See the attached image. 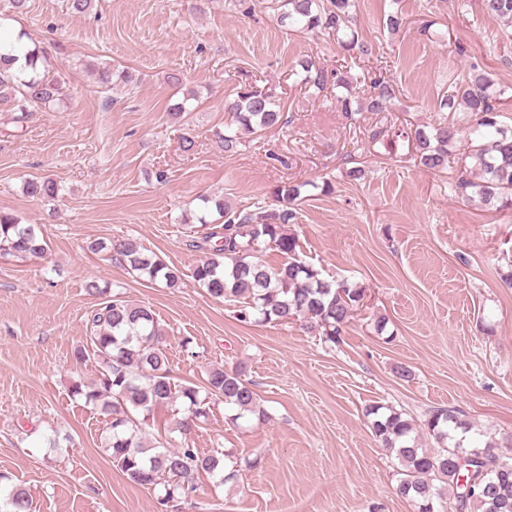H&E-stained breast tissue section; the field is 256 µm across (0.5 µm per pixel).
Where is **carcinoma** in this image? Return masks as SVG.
Returning <instances> with one entry per match:
<instances>
[{"label": "carcinoma", "instance_id": "carcinoma-1", "mask_svg": "<svg viewBox=\"0 0 512 512\" xmlns=\"http://www.w3.org/2000/svg\"><path fill=\"white\" fill-rule=\"evenodd\" d=\"M280 22L292 32L342 35L338 43L344 58L355 59L365 45L352 29V0H277ZM485 11L512 28V0H483ZM27 67L32 75L20 78L10 72V59L0 55V112L12 113L18 123L33 113L44 112L62 102L63 84L55 74L46 49L26 42ZM97 82L114 85L117 77L125 86L137 84L136 76L110 65L97 68ZM296 82L309 91L323 92L333 84L345 93L336 96L347 113L384 112L396 97V88L384 77L370 78L373 93L363 102L354 95L352 81L344 71H328L305 59L295 71ZM506 89L496 88L487 75L475 72L459 84L448 78V95L440 110L456 113L451 121H440L431 130L417 128L412 136L416 159L423 167L439 171L448 167V156L456 148L461 132H467L464 159L473 180L461 175L455 192L468 199L478 197L497 210H512V129L501 124L500 106ZM231 114L224 133L217 134L226 152L240 144L241 132L252 135L284 126L290 117L276 96L253 85L236 92L227 106ZM302 185L280 184L271 191L272 203L254 212L235 211L224 199L202 197L213 203L224 222L214 224L204 217L199 223L203 235L192 246L207 253L192 271V278L215 298H229L241 304L239 318L257 323L301 322L324 341L336 344L344 329L363 308L365 290L344 280H328L314 265L299 256V241L288 232L296 219V207L303 199ZM26 192L54 198L58 185L50 179H31ZM48 249L42 228L22 224L0 211V258L41 257ZM90 249L106 253L139 278L178 287L182 271L165 263L154 253L126 240L95 241ZM274 249L285 261L269 267L254 260L255 253ZM87 291L101 302L87 318L86 345L74 351L76 360L92 358L98 364L95 379L77 381L72 394L111 417L110 431L102 443L104 452L120 467L125 478L139 486L160 489L158 512H175L198 490L205 475L221 484L236 478L225 472L224 453L202 454L188 440L198 422L207 418L210 404L224 403L234 411L233 420L248 415L265 416L252 384L242 374L222 368L208 371L201 384L175 381L169 359L163 352V333L151 307L132 304L109 294L108 287L95 281ZM181 404L187 411L176 424L181 435L177 445H150L143 440L142 425L158 407ZM381 447L397 460L396 492L415 504L416 512H512V455L500 453L457 410L437 407L429 411L421 430L436 447L418 442L413 420L393 407L380 403L365 408ZM475 450V457L456 466L458 456ZM453 499H448V495ZM0 512H31L32 501L20 488L7 491Z\"/></svg>", "mask_w": 512, "mask_h": 512}]
</instances>
